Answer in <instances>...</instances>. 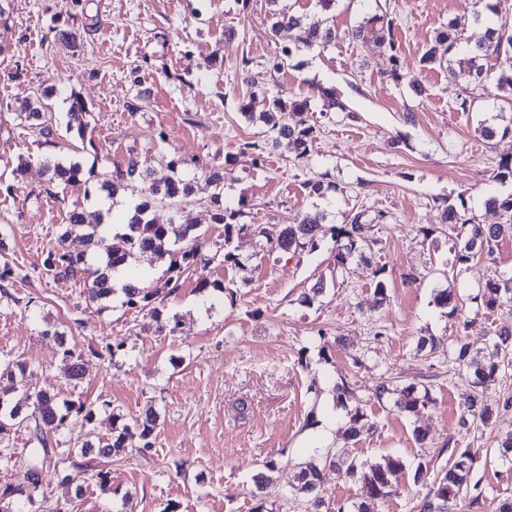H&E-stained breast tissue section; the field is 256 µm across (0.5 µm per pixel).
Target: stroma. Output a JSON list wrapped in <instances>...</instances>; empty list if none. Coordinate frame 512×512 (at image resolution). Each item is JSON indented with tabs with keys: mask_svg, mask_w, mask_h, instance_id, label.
<instances>
[{
	"mask_svg": "<svg viewBox=\"0 0 512 512\" xmlns=\"http://www.w3.org/2000/svg\"><path fill=\"white\" fill-rule=\"evenodd\" d=\"M0 18V355L28 365L25 388L69 397L61 350L53 331L64 332L80 355L84 376L78 391L134 419L146 407L159 413L153 446L146 453L113 459L112 492L101 495L86 471L65 476L46 471L45 500L37 512L66 505L69 512H251L252 477L275 462L262 496L268 512H307L292 490L298 463L313 449L375 461L400 455L404 468L397 493L380 512H419L425 493L415 482L418 462L441 469L451 449L477 448L475 467L485 494L460 512H495L512 496V467L490 454L496 435L512 430V370L486 390L497 413L488 425L460 432L457 426L463 379L448 364V347L464 337L484 350L490 334L512 328V303L490 312L470 304L489 280L512 269V237L483 255L458 263L459 242L442 221L445 203L462 206L477 223L500 224L501 212L486 208L490 196L512 194V182L494 180L500 158L512 153V138L486 140L484 124L502 125L504 92L499 69L475 92L470 111L456 102L462 86L446 68L420 70L418 60L434 33L456 21L467 40L486 16L485 0H379L394 20L403 77L392 80L387 47L352 40L347 32L369 10L366 0H337L331 15L314 0H279L281 9L303 12L307 23L330 19L334 46L301 54V67L271 70L276 50L267 0H9ZM79 27L78 48L59 30ZM249 66H242V58ZM140 86H133V77ZM426 87L416 95L411 81ZM336 88L354 111L321 114L313 86ZM87 107L85 137L67 128L70 94ZM306 97L302 117L317 127L309 158L295 159L287 143L266 144L261 164L244 143L264 142L265 126L238 111L251 97L253 112L266 111L272 95ZM40 100L52 143L19 120L28 100ZM137 101V111L127 104ZM147 166L162 158L198 157L224 170V199L245 201L243 223L295 224L320 210L327 225L349 214L384 213L380 243L367 260L333 270L335 243L322 237L315 249L288 252L263 248L251 232L225 239L211 220L212 189L202 171L189 169L195 189L181 213L198 225L205 261L193 265L180 288L159 305L178 317L174 335L160 336L144 312L86 304L82 287L46 278L43 259L65 229L69 210L87 223L100 217V183L129 157ZM76 160L82 181L48 183L45 164ZM336 185L326 197L308 195L304 184ZM236 262L225 261V252ZM416 271L417 282L405 279ZM388 299L377 304V280ZM203 281L223 283V292L200 291ZM325 291L308 304L302 293L316 283ZM450 288L468 305L448 315L434 303ZM433 336V351L417 352L419 337ZM428 379L433 403L414 416L379 403L373 390ZM346 384L352 402L375 422L361 441L343 435L344 412L334 387ZM111 412L95 421L71 415L61 439L110 437ZM427 430L417 444L414 427ZM82 497H75L76 486Z\"/></svg>",
	"mask_w": 512,
	"mask_h": 512,
	"instance_id": "1",
	"label": "stroma"
}]
</instances>
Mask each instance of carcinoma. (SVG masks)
I'll use <instances>...</instances> for the list:
<instances>
[{"label": "carcinoma", "instance_id": "obj_1", "mask_svg": "<svg viewBox=\"0 0 512 512\" xmlns=\"http://www.w3.org/2000/svg\"><path fill=\"white\" fill-rule=\"evenodd\" d=\"M394 19L385 12H374L351 29L349 36L354 40H372L388 46L394 65L392 75L400 78L399 46L394 40ZM456 25L448 22V27L437 32L431 44L419 59L422 69H433L443 65L448 68V78L463 81L466 95L459 98L456 110L467 112L474 102L473 93L488 77L484 61L494 57L499 63V81L512 88V25L503 21L496 26H487L481 35L467 40L465 50L457 51ZM283 31L293 33L291 43L283 45L270 59L272 69L278 71L303 50L325 48L335 43V27L327 24L311 26L305 23L303 16L276 11L272 13L270 35L278 38ZM448 57H443V54ZM318 98L322 102V111L347 112L349 106L333 87H316ZM309 105V99L295 97H273L269 109L261 116L268 131L276 137L288 140V146L298 158L308 156L316 139V126L313 124L293 125L289 122V113L303 110ZM86 108L84 102L70 97L68 128H77V133L85 132ZM20 119L38 124V133L51 142L53 129L42 122V113L34 108L20 116ZM200 166L198 160H186L180 157L169 160L163 158L155 166H143L136 156L129 157L125 167L116 168L103 180L101 191L109 198L118 191L127 189L133 183L141 184V191L156 202H168L178 205L185 202L193 193V180L186 174L187 165ZM49 184L57 181L66 184L81 182L82 168L76 161L47 163ZM207 182L214 188L211 196L215 205L212 221L224 225V243H229L234 231H244L248 225L238 223L243 210L226 205L222 201L224 192V169L213 168L207 173ZM486 205L503 212L502 224H479L475 217L448 204L444 209V218L448 229L455 231L461 225L467 228V235L457 253V261L466 263L490 249L491 242L512 236V195L508 197L492 196ZM150 203L144 202L135 208L127 221V231L111 236L102 234L101 225L87 224L83 213L72 209L66 214V230L59 236L56 244L50 248L43 260V273L52 279H66L84 286L86 299L90 303L104 304L121 294L120 306L127 310L150 313L156 321V332L160 335H172L178 327L177 318L164 319L157 303L178 286L183 274L202 256L203 241L198 226L171 220L167 224H156L148 216ZM325 214L320 212L304 215L299 223L273 225L259 229V235L266 243L284 251L304 250L315 246L319 234L324 230ZM335 238L334 270L342 271L350 258L357 254L365 256L380 239L375 233V224L366 218L363 211L356 212L349 223L332 228ZM155 259H170L168 277L161 284L149 282L147 273L137 271L121 288L112 285V271L127 263L135 255ZM485 309L494 312L504 302L512 301V273L504 274L497 280L488 281L480 293L471 298ZM58 346L62 351L63 375L68 385L76 388L83 377V368L73 356L67 345L66 334L56 333ZM448 361L457 372L464 373L468 389L462 394L459 403L457 424L460 430L469 431L479 422L485 423L493 415V409L483 396L484 385L500 372L512 369V333L501 331L494 333L485 351L475 354L468 343L457 339L448 352ZM27 374L25 361L14 358H0V440L12 430L24 429L28 440L37 445L30 462L24 468L23 483L17 487L0 490V512H17L16 501L23 497L33 504L37 498L45 495L43 488L44 471L51 466L69 464L91 472V479L99 490L108 494L112 491V470L103 464L112 462V457L125 453L128 449L152 447L157 413L148 408L143 417L130 423L123 415L112 413V435L107 439H86L64 448L59 436L73 413L83 415L87 422L95 420L98 405L82 395L75 398H62L44 390H33L26 394L25 401H13L12 394L16 384ZM336 404L346 409L344 434L358 440L375 428L368 414L359 406L350 409L347 405L350 391L345 385H336ZM374 396L379 401H391L400 413L417 415L427 409L431 403L429 388L420 382H411L397 389L382 383L376 386ZM494 456L504 465L512 466V431L498 440ZM476 454L469 448L452 450L448 468L434 475L429 473L423 462L417 464L415 481L426 486L420 512H456L461 499L471 496V503L478 502L482 496L479 483L472 481ZM403 467L400 457L385 455L376 462H357L355 459L340 460L331 450H318L305 461L299 463L296 491L309 497V512H321L324 505L318 489L322 483L323 471L333 468L346 478L355 479L366 488L367 499L354 502L351 510L340 506L336 512H377L379 502L396 494L393 484L395 473Z\"/></svg>", "mask_w": 512, "mask_h": 512}]
</instances>
